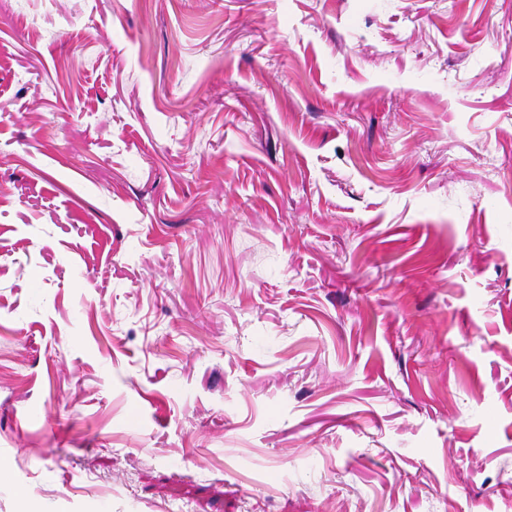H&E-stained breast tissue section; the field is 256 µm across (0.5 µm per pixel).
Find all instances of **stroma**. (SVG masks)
I'll return each instance as SVG.
<instances>
[{
	"label": "stroma",
	"mask_w": 512,
	"mask_h": 512,
	"mask_svg": "<svg viewBox=\"0 0 512 512\" xmlns=\"http://www.w3.org/2000/svg\"><path fill=\"white\" fill-rule=\"evenodd\" d=\"M0 512H512V0H0Z\"/></svg>",
	"instance_id": "obj_1"
}]
</instances>
